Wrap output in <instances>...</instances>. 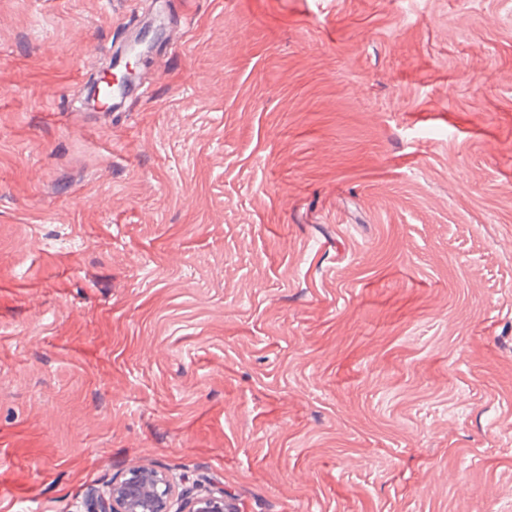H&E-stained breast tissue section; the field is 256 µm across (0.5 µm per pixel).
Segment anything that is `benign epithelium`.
<instances>
[{"label":"benign epithelium","instance_id":"7a95c632","mask_svg":"<svg viewBox=\"0 0 512 512\" xmlns=\"http://www.w3.org/2000/svg\"><path fill=\"white\" fill-rule=\"evenodd\" d=\"M161 33L146 26L134 39L130 54L140 62L160 41ZM136 68L126 63L125 71L117 76L107 69L103 82L120 86L129 94L135 85ZM174 479L156 468L132 469L112 479L105 489L90 490L83 502V512H172ZM224 490L185 491L178 512H227Z\"/></svg>","mask_w":512,"mask_h":512}]
</instances>
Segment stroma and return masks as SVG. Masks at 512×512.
<instances>
[{"label":"stroma","instance_id":"stroma-1","mask_svg":"<svg viewBox=\"0 0 512 512\" xmlns=\"http://www.w3.org/2000/svg\"><path fill=\"white\" fill-rule=\"evenodd\" d=\"M138 466L512 512V0H0V512ZM161 33L159 30L152 29V26H146L141 29L136 35L134 39V43L132 48L130 49V54L135 58V67L131 65L130 62L126 63L125 71L118 78L117 75L112 73V66L106 70V74L103 75V80L99 82H95L89 91L88 100L91 102H99L100 82L107 83L110 87H114L115 85L120 86L124 90V95H128L132 90V87L135 85V77H136V67L139 62L144 60V57L147 56L153 47L160 41ZM144 46V49L141 47ZM122 100L120 97L116 87L112 88V99L113 100Z\"/></svg>","mask_w":512,"mask_h":512}]
</instances>
